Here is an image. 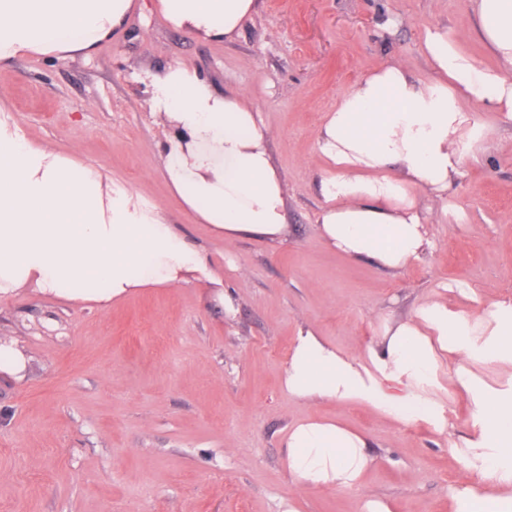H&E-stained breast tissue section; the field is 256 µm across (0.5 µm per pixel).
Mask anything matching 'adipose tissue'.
<instances>
[{
    "instance_id": "1",
    "label": "adipose tissue",
    "mask_w": 512,
    "mask_h": 512,
    "mask_svg": "<svg viewBox=\"0 0 512 512\" xmlns=\"http://www.w3.org/2000/svg\"><path fill=\"white\" fill-rule=\"evenodd\" d=\"M477 35L497 60L478 63L462 36L427 29L434 75L423 79L393 59L357 82L327 112L316 147L327 160L317 225L347 258L398 271L431 248L418 195L445 194L482 136L469 110L482 103L512 121V0H473ZM134 0H0V64L23 55H92L119 32ZM168 22L210 40L231 38L256 0H158ZM169 133L160 146L172 189L226 242L284 239L287 186L268 150L271 130L245 94L218 92L174 63L136 77ZM206 258L148 206L71 157L27 141L0 117V296L28 283L70 301L108 303L145 288L211 279ZM483 339L475 319L435 300L414 319L387 322L368 363L299 330L283 376L296 400L357 401L402 423L439 421L438 406L413 386L431 379L438 353L464 356L453 381L470 394L480 425L477 475L502 487L472 493L476 512H512V387L482 391L468 366H512V298L495 302ZM286 471L324 490L360 485L374 467L367 436L326 419H306L285 437Z\"/></svg>"
}]
</instances>
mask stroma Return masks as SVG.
<instances>
[{"mask_svg": "<svg viewBox=\"0 0 512 512\" xmlns=\"http://www.w3.org/2000/svg\"><path fill=\"white\" fill-rule=\"evenodd\" d=\"M465 34L483 66L471 0H258L233 38L172 27L155 0H137L122 32L95 53L0 67V107L25 139L101 170L157 205L208 259L213 281L150 288L105 305L19 288L0 297V345L21 352L19 377L0 376V512H466L478 449L456 358L439 355L420 397L432 423L400 424L358 402L304 403L282 385L298 330L312 327L359 360L384 319L404 321L447 295L483 316L512 295V122L470 109L488 132L448 190L422 194L434 242L399 271L348 260L318 232L326 112L386 60L421 77L427 29ZM184 64L220 91L248 94L272 129L269 153L288 186V238L224 242L186 211L164 175L167 129L134 76ZM229 292L233 313L219 299ZM331 418L365 433L375 467L360 487L295 483L283 466L297 421Z\"/></svg>", "mask_w": 512, "mask_h": 512, "instance_id": "1", "label": "stroma"}]
</instances>
